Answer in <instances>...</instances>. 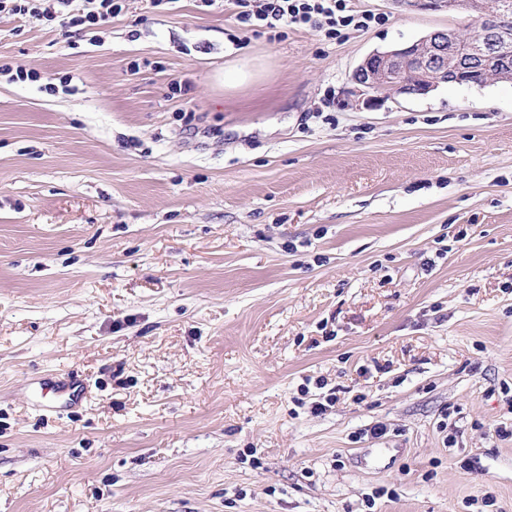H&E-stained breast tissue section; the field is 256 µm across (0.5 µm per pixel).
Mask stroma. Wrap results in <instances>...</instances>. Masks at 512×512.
<instances>
[{
  "mask_svg": "<svg viewBox=\"0 0 512 512\" xmlns=\"http://www.w3.org/2000/svg\"><path fill=\"white\" fill-rule=\"evenodd\" d=\"M350 5L0 15V65L74 85L0 77V512H512V84L354 101L471 19ZM349 0H232L237 21L256 34L273 33L270 40L285 38L293 25H309L329 39H336L349 27H366L375 15L350 14Z\"/></svg>",
  "mask_w": 512,
  "mask_h": 512,
  "instance_id": "stroma-1",
  "label": "stroma"
}]
</instances>
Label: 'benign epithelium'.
<instances>
[{
	"mask_svg": "<svg viewBox=\"0 0 512 512\" xmlns=\"http://www.w3.org/2000/svg\"><path fill=\"white\" fill-rule=\"evenodd\" d=\"M412 10L453 14L466 10L477 29L434 30L398 47L374 50L351 76L352 93L366 102L424 97L439 87L512 82V0H393Z\"/></svg>",
	"mask_w": 512,
	"mask_h": 512,
	"instance_id": "7a95c632",
	"label": "benign epithelium"
}]
</instances>
